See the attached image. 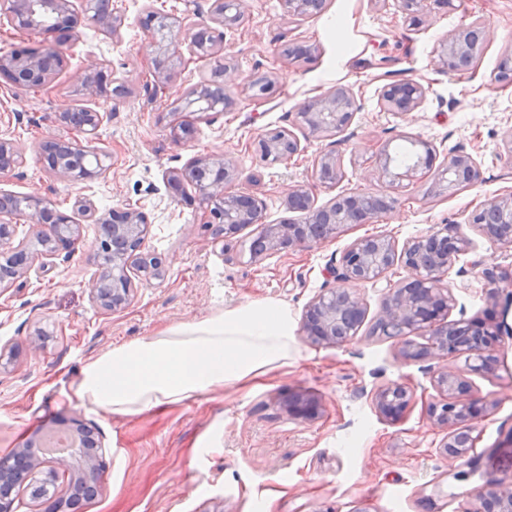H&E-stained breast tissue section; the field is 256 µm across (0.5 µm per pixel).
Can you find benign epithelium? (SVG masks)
Wrapping results in <instances>:
<instances>
[{
	"instance_id": "7a95c632",
	"label": "benign epithelium",
	"mask_w": 512,
	"mask_h": 512,
	"mask_svg": "<svg viewBox=\"0 0 512 512\" xmlns=\"http://www.w3.org/2000/svg\"><path fill=\"white\" fill-rule=\"evenodd\" d=\"M285 13L310 16L320 9V0H281ZM52 14L57 23L75 18L73 0H0V24L32 28L44 16ZM246 15L244 0L230 4L226 0H211L207 19L186 24L180 18L149 10L146 26L160 31L178 28L185 32L191 56L211 57L223 51V32L220 28L233 26ZM483 40L482 28L476 27L441 41L433 52V66L440 71L458 70L460 61L476 60ZM64 57L52 47L22 49L0 57V74H9L23 85H45L63 67ZM102 64L90 62L82 79L84 95L93 99L102 92ZM426 98V88L416 82L388 83L382 86L381 100L393 112L404 115L415 111ZM187 103L210 112L224 104V96L217 95L209 82L191 86L186 91ZM357 99L345 89L337 88L315 99L310 111L298 113L300 122L317 138H326L348 126L357 111ZM104 120V114L94 109L81 108L63 112L60 121L78 129L82 138L60 141L47 137L44 144L65 148L70 154H83L92 149L93 137ZM417 160L402 171H395L386 150L379 151L381 176L392 185L400 179L412 180L430 169L434 148L419 142ZM264 156L274 162L286 159L299 150L297 140L290 132L281 130L267 137L261 144ZM23 162L19 145L7 138H0V174L13 172ZM57 179L64 183L91 179L95 171L80 174L62 157L53 166ZM237 176L233 161L225 156H214L207 162L200 159L189 162L184 168L170 174L174 184L188 182L195 187L200 202L205 205L206 223L214 224L219 232L214 239H230L243 228L256 223L261 207L251 196H228L224 185ZM479 170L474 157L465 152L448 156L440 182L452 188L477 180ZM374 196L372 192H353L338 196L323 206H315L314 199L303 185L295 186L288 195L291 208L305 214L300 223L261 225L253 256L268 251L288 252L342 231L350 223L349 215L361 206L363 199ZM25 205L15 203L11 196L0 195V257L11 260L10 271L0 275V288H8L17 279L28 278L57 260L66 262L72 257V247L82 235V225L56 210L52 202L35 195L24 198ZM76 205L93 224L112 225V252L99 256L94 276L91 299L93 304L109 312L126 308L131 302L129 268L136 251L127 247L133 240L143 243L149 224L139 210L126 207L120 211L102 213L87 197L76 199ZM21 217L32 234L20 237L14 218ZM470 223L481 228L497 224L502 228L495 241L512 246V194L485 201L472 212ZM469 240L457 231L443 225L436 231L415 237L398 245L388 235L362 237L353 240L343 251L339 267L335 269L340 282L337 288L315 296L308 304L301 322L302 338L315 344L341 346L352 339L365 320L367 308L353 285L374 282L393 265L408 272V278L389 290L379 312L378 324L398 325L402 332L399 351L407 361L426 358L445 361L464 358L462 368L450 370L443 367L433 377V387L438 394L429 407L433 424L445 431L439 452L462 464H470L479 435L475 434V419L493 408L489 402L476 399L469 374H492L498 358L499 330L483 320H447L448 309L454 296L448 287V271L465 253ZM428 329L426 343H415L411 332ZM414 390L404 383L393 382L375 393L374 402L380 415L398 421L412 407ZM288 413L294 417L313 419L319 413L316 399L295 395L286 401ZM93 450L82 460L70 457H46L31 441L0 457V512H16V495L13 489L32 484V478L41 475L39 488L42 495L64 475L73 490L78 470H83L81 480L95 486L92 476L105 466V451L100 439H92ZM462 512H512V480L491 477L467 501Z\"/></svg>"
}]
</instances>
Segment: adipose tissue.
<instances>
[{
    "mask_svg": "<svg viewBox=\"0 0 512 512\" xmlns=\"http://www.w3.org/2000/svg\"><path fill=\"white\" fill-rule=\"evenodd\" d=\"M293 332L279 301L217 311L112 346L83 366L74 395L114 416L181 405L287 366L297 353Z\"/></svg>",
    "mask_w": 512,
    "mask_h": 512,
    "instance_id": "ef3b65f1",
    "label": "adipose tissue"
}]
</instances>
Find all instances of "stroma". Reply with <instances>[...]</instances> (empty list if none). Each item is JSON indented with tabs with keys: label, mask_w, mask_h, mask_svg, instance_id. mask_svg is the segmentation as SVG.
Instances as JSON below:
<instances>
[{
	"label": "stroma",
	"mask_w": 512,
	"mask_h": 512,
	"mask_svg": "<svg viewBox=\"0 0 512 512\" xmlns=\"http://www.w3.org/2000/svg\"><path fill=\"white\" fill-rule=\"evenodd\" d=\"M75 5L76 40L60 31L0 25V54L53 41L62 45L66 61L46 86L16 85L0 76V133L24 154L19 169L0 176V192L47 198L83 225L69 261L0 291V345L13 350L0 359V456L64 418L99 429L107 464L98 496L81 512H459L488 475L512 479V280L501 282L493 297L479 273L490 266L512 273V248L468 222L485 200L512 193V156L503 146L512 131V84L494 80L512 51V0H450L416 25L399 13L396 0L380 7L370 0H326L320 14L302 20L285 16L280 0H247L248 21L225 30L223 53L179 67L160 88L154 70L160 50L184 55L188 48L182 32L161 40L146 31L145 9L183 18L207 12L209 0H112V11L124 18L116 39L93 18L89 0ZM476 24L490 35L474 66L434 70L437 43ZM92 58L105 65L120 93L81 96L78 78ZM227 62L238 77L231 104L206 114L188 108L183 92ZM262 77L272 84L269 92L251 87ZM394 80L427 87L422 107L404 116L388 111L380 90ZM339 86L354 92L359 109L345 130L316 138L296 114ZM80 107L106 115L94 143L104 170L93 180L68 184L50 172L41 144L48 135L77 139L78 130L58 116ZM175 120L190 126L179 143L170 136ZM283 128L296 135L300 150L281 162L262 159L259 140ZM419 140L436 149L432 168L401 187H387L378 148L394 155ZM454 149L472 154L478 179L430 195ZM325 152L335 153L340 181H318L315 162ZM222 154L240 171L226 192L261 201L265 224L302 220L288 207V193L299 184L319 206L339 194L377 190L388 191L394 205L374 222L347 225L335 237L256 257L250 245L257 226L228 243H213L194 189L178 195L167 182L171 171L192 159ZM79 196L101 211L134 206L150 225L141 252L160 257L163 275L132 269L133 300L124 310L106 312L91 301L99 234L74 208ZM442 224L456 225L470 242L448 274L455 297L449 319L490 317L502 325L496 375L471 377L475 397L495 404L476 423L473 464L460 466L438 453L443 433L427 415L437 396L432 379L438 360L403 361L394 339L372 331L389 289L408 276L397 265L359 286L367 316L351 341L336 347L296 339L298 353L287 367L251 384L134 417H115L70 398L84 363L114 344L257 300L284 302L293 321H300L315 295L336 287L331 269L354 239L390 235L401 243ZM40 331L47 339L34 355L28 342ZM393 381L416 394L395 423L373 403L375 391ZM296 392L319 399L316 419L288 414L283 403Z\"/></svg>",
	"instance_id": "35a3bbf8"
}]
</instances>
